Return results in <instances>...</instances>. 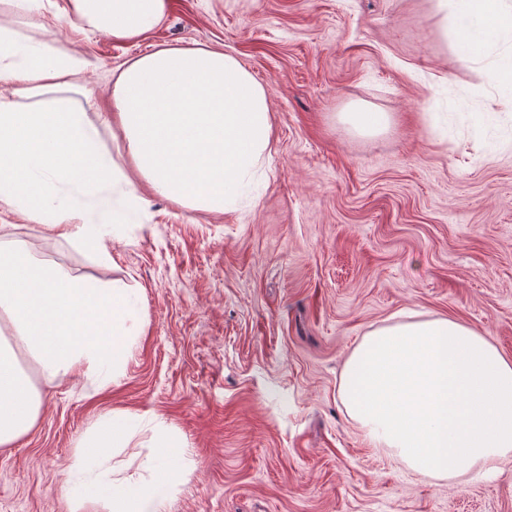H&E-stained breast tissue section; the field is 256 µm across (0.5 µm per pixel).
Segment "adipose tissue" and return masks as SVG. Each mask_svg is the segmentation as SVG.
Returning a JSON list of instances; mask_svg holds the SVG:
<instances>
[{"label": "adipose tissue", "mask_w": 512, "mask_h": 512, "mask_svg": "<svg viewBox=\"0 0 512 512\" xmlns=\"http://www.w3.org/2000/svg\"><path fill=\"white\" fill-rule=\"evenodd\" d=\"M448 15L466 58L512 34V0H435ZM167 0H68L83 32L137 39L161 23ZM20 65L18 88L0 94V205L29 222L62 231L84 252L107 262L105 238L137 223L144 200L121 190L126 173L99 147V129L70 98L82 60L0 27V75ZM110 118L134 172L153 189L195 209L223 211L254 180L269 149L265 87L239 61L215 49L167 46L133 60L116 76ZM141 299L121 280L72 275L38 259L0 225V447L25 437L42 406L35 378L81 375L115 382L134 336ZM32 361L37 376L22 367ZM139 420L115 418L88 441L73 467L75 508L105 492L109 512H163L179 480L171 464L177 439L158 434L142 461L145 480L111 479L87 469L92 459L125 447Z\"/></svg>", "instance_id": "1"}]
</instances>
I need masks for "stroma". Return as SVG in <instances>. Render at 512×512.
<instances>
[{
	"label": "stroma",
	"mask_w": 512,
	"mask_h": 512,
	"mask_svg": "<svg viewBox=\"0 0 512 512\" xmlns=\"http://www.w3.org/2000/svg\"><path fill=\"white\" fill-rule=\"evenodd\" d=\"M66 0L0 25L86 63L92 121L112 75L165 46L236 57L267 89L270 153L255 197L194 210L153 190L98 263L58 232L0 208L35 256L138 288L145 324L116 382L38 381L42 413L0 447V512H71L83 441L140 415L100 460L139 477L158 430L182 445L164 512H512V458L441 479L370 440L340 395L344 365L379 327L448 317L512 358V107L494 54L458 55L434 0H168L120 41L78 32ZM388 127L356 132L351 106Z\"/></svg>",
	"instance_id": "stroma-1"
}]
</instances>
